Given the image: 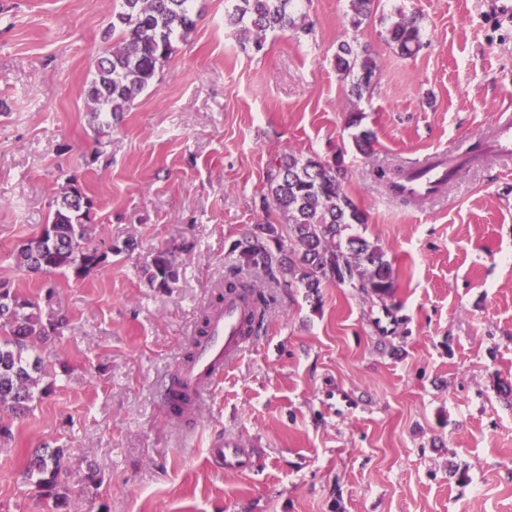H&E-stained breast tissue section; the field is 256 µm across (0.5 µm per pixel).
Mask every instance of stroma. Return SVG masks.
Segmentation results:
<instances>
[{"mask_svg":"<svg viewBox=\"0 0 512 512\" xmlns=\"http://www.w3.org/2000/svg\"><path fill=\"white\" fill-rule=\"evenodd\" d=\"M120 0H0V280L68 321L48 344L56 378L0 443V512H50L24 475L42 444L68 449L71 512H512V163L483 154L437 200L389 194L387 178L512 112V19L489 0H380L353 29L347 0H303L306 31L242 46L225 0L199 18L152 86L110 128L86 109L93 62ZM421 17L399 55L390 15ZM378 71L357 99L336 75L342 43ZM364 116L374 150L356 152ZM343 154L352 227L381 247L392 305L324 281L248 268L270 298L264 330L207 398L194 440L158 395L201 326L214 287L257 225L285 154ZM92 200L104 269L35 275L15 261L68 185ZM176 272L149 280L158 253ZM256 452L245 474L210 464L213 434ZM95 485L84 480L86 467ZM362 119V113H350L348 126L358 129L351 135L356 151L361 155H368L373 150L374 134L370 130L359 129Z\"/></svg>","mask_w":512,"mask_h":512,"instance_id":"stroma-1","label":"stroma"}]
</instances>
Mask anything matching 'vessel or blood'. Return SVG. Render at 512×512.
Listing matches in <instances>:
<instances>
[{"mask_svg":"<svg viewBox=\"0 0 512 512\" xmlns=\"http://www.w3.org/2000/svg\"><path fill=\"white\" fill-rule=\"evenodd\" d=\"M486 149L503 158H512L511 113L497 115ZM454 171L447 152H436L408 169L399 183L398 193L411 199L438 196ZM249 315L247 301L238 293L225 292L223 302L210 309L206 327L194 343L189 358L180 362L176 384L163 386L160 398L168 416L187 430H194L204 401L222 380L225 369L249 343ZM209 460L215 468L232 473L249 471L255 464L251 449L240 440L224 435L210 441Z\"/></svg>","mask_w":512,"mask_h":512,"instance_id":"b4317fda","label":"vessel or blood"}]
</instances>
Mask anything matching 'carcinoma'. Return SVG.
I'll use <instances>...</instances> for the list:
<instances>
[{
	"instance_id": "obj_1",
	"label": "carcinoma",
	"mask_w": 512,
	"mask_h": 512,
	"mask_svg": "<svg viewBox=\"0 0 512 512\" xmlns=\"http://www.w3.org/2000/svg\"><path fill=\"white\" fill-rule=\"evenodd\" d=\"M193 0H121L104 32L106 49L96 61V72L86 91L87 109L93 118H116L129 110L135 99L153 83L157 68L167 61L174 43L196 26ZM351 25L358 29L372 15L376 0H348ZM299 0H228L225 21L255 50L263 48L266 35L277 30H305L299 23ZM389 43L402 56L416 54L421 31L414 14L399 13L387 30ZM335 69L349 82L357 99L374 86L377 64L367 50L343 43L336 53ZM363 114L350 113L348 126L356 129L352 140L356 151L373 150L374 134L361 128ZM344 158L323 162L315 156L292 153L280 158L268 177L269 194L288 224L294 258H277L265 239L256 233L235 245L239 263L224 276V288L241 290L254 297L262 309L269 299L241 277L244 266L262 267L268 275L279 268L312 296L322 282L347 284L381 301L395 295L396 278L382 248L357 235L348 234L354 224H364L366 215L344 191ZM92 201L76 186L56 200L43 231L18 248L17 265L31 274L60 270L81 279L105 267L108 253L86 245L89 226L83 223ZM149 280L164 286L175 275L171 262L158 255ZM66 323L63 317H42L40 307L0 285V413L14 419L27 416L36 395L47 394L55 384L54 365L45 348L51 336ZM66 448L43 447L28 461L27 475L39 497L52 503L54 512H68L67 493L60 477L69 468Z\"/></svg>"
}]
</instances>
